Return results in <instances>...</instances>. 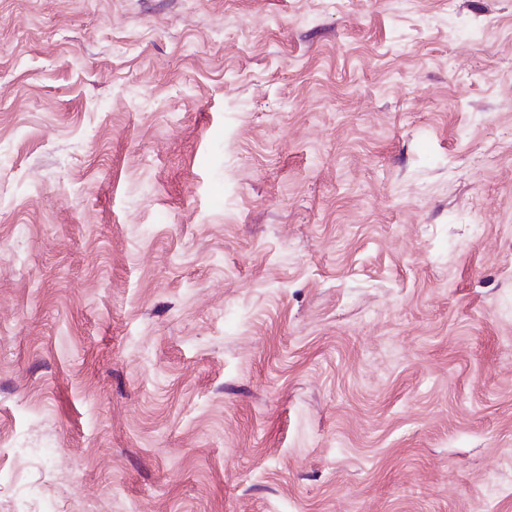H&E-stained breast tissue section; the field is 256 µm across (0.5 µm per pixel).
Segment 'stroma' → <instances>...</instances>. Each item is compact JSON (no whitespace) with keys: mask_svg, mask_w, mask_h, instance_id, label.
Here are the masks:
<instances>
[{"mask_svg":"<svg viewBox=\"0 0 512 512\" xmlns=\"http://www.w3.org/2000/svg\"><path fill=\"white\" fill-rule=\"evenodd\" d=\"M0 512H512V0H0Z\"/></svg>","mask_w":512,"mask_h":512,"instance_id":"35a3bbf8","label":"stroma"}]
</instances>
